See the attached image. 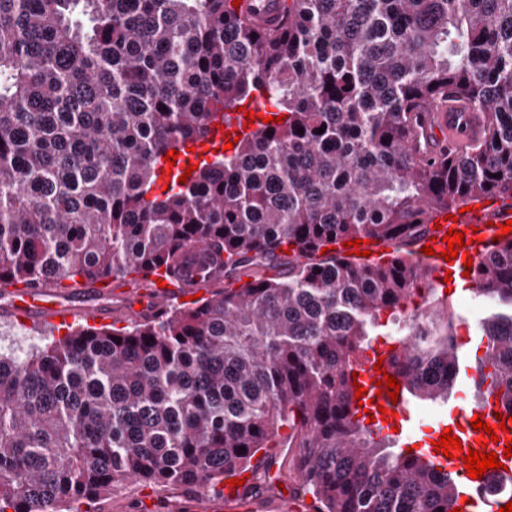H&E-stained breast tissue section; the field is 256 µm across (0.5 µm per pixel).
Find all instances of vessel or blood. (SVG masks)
<instances>
[{
  "label": "vessel or blood",
  "mask_w": 512,
  "mask_h": 512,
  "mask_svg": "<svg viewBox=\"0 0 512 512\" xmlns=\"http://www.w3.org/2000/svg\"><path fill=\"white\" fill-rule=\"evenodd\" d=\"M241 9L246 13L254 27L263 31H275L282 27L284 16L283 0H241ZM413 136L407 143L408 150L416 159H436L450 151L464 150L467 145L478 141L483 133L484 115L471 108L464 101L449 98L445 102H435L429 99L416 100L412 108ZM244 129L238 120L226 123L223 129L213 130L209 140L197 143L196 153H204L211 148L224 147L227 137L243 136ZM425 223L430 229L427 237H434L433 254H426L423 248L426 239H418L411 243L410 248L418 265L431 268V283L443 282L447 272L463 273L464 255H471L474 261H482L493 245L494 237L501 233L500 225L512 220V199L503 201L491 200L490 204L481 207L479 211L459 214L456 220H448L444 212L434 208L425 209ZM464 231L469 243L463 247L462 257L446 261L441 252L446 245L443 241L446 230ZM195 264H192L183 281L182 287L155 289L148 285L124 292V307L137 311L139 316L152 317L163 307L175 300L181 299L186 288L200 279L199 258L202 251H195ZM0 313L18 317L39 325L57 322L73 323L81 319L111 320L112 308L108 305L84 304L77 300H65L59 291L48 287L28 286L12 290ZM378 357L368 354L363 362V368L357 376L358 383L366 390L370 398V412H377L379 407L388 411L402 413L403 403H392L390 396L379 394L376 383L379 375L375 370ZM482 414L484 422L495 423L496 409L483 406L479 410H467L462 415L461 423L451 426L454 436H457L463 448L477 447L480 440H486V432L475 431L471 421L475 414ZM432 460L440 469L454 473L457 479V495L459 499H467L471 490L481 489L483 480L469 478L462 460L448 459L440 453H430ZM288 505L290 512H298L302 506L294 492L285 493L283 499H272L267 502L254 501L243 493L242 487H228L223 493L192 494L182 498L178 503L179 512H278L280 505Z\"/></svg>",
  "instance_id": "vessel-or-blood-1"
}]
</instances>
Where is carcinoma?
Here are the masks:
<instances>
[{
    "label": "carcinoma",
    "instance_id": "cac0c4a2",
    "mask_svg": "<svg viewBox=\"0 0 512 512\" xmlns=\"http://www.w3.org/2000/svg\"><path fill=\"white\" fill-rule=\"evenodd\" d=\"M231 2L0 0V288L181 282L196 245L240 283L0 354V512H68L131 480L219 493L284 427L317 512L456 507L454 475L356 418L352 375L393 325L404 394L447 401L455 314L413 259L337 246L512 196V0H289L274 32ZM450 92L485 113L482 139L419 163L410 106ZM256 93L282 123L154 193L165 154ZM493 252L473 270L490 304L474 382L512 412V239ZM276 258L288 276L262 275Z\"/></svg>",
    "mask_w": 512,
    "mask_h": 512
}]
</instances>
